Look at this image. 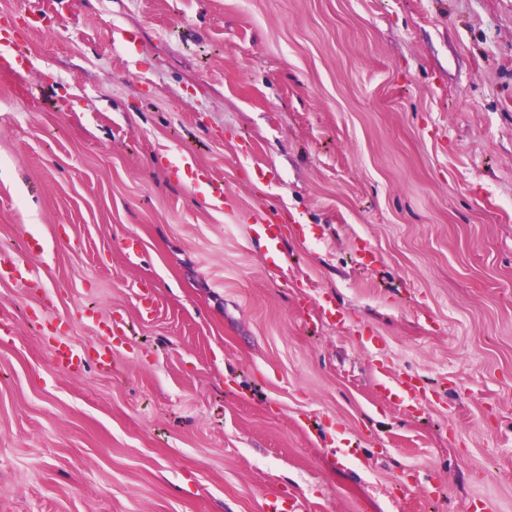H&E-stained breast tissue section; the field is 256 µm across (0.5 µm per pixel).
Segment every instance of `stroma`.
Segmentation results:
<instances>
[{"mask_svg": "<svg viewBox=\"0 0 512 512\" xmlns=\"http://www.w3.org/2000/svg\"><path fill=\"white\" fill-rule=\"evenodd\" d=\"M1 32L0 252L47 249L0 280V512H512V0H0ZM179 165L191 173L192 177L188 183L191 191L205 196L217 208L224 205L227 191L223 182L215 180L208 170L200 167L192 155L183 156ZM253 239L260 249L267 266L271 269L279 267V244L283 237V224H276L258 217L253 222ZM378 374V386L389 402L404 411L409 410L416 403L419 388L413 383L412 379H401L396 384H390L383 369H380Z\"/></svg>", "mask_w": 512, "mask_h": 512, "instance_id": "stroma-1", "label": "stroma"}]
</instances>
